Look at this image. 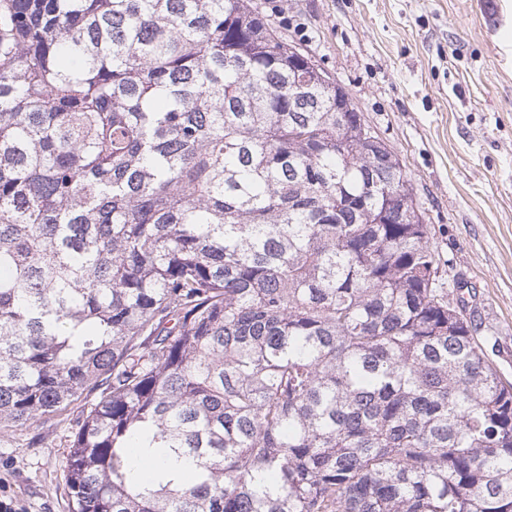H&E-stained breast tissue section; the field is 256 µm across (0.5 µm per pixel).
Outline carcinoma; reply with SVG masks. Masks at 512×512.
<instances>
[{
    "label": "carcinoma",
    "instance_id": "1",
    "mask_svg": "<svg viewBox=\"0 0 512 512\" xmlns=\"http://www.w3.org/2000/svg\"><path fill=\"white\" fill-rule=\"evenodd\" d=\"M476 332L252 0H0V427L100 389L75 512H512Z\"/></svg>",
    "mask_w": 512,
    "mask_h": 512
}]
</instances>
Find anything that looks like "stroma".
I'll use <instances>...</instances> for the list:
<instances>
[{"instance_id":"1","label":"stroma","mask_w":512,"mask_h":512,"mask_svg":"<svg viewBox=\"0 0 512 512\" xmlns=\"http://www.w3.org/2000/svg\"><path fill=\"white\" fill-rule=\"evenodd\" d=\"M397 153L446 287L512 384V0H255ZM95 393L0 429V500L73 512L69 439Z\"/></svg>"}]
</instances>
